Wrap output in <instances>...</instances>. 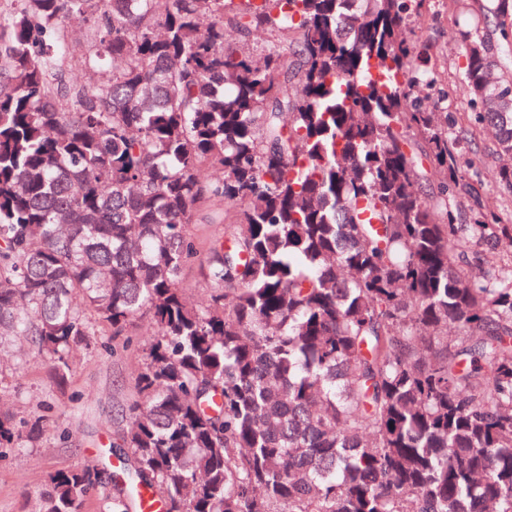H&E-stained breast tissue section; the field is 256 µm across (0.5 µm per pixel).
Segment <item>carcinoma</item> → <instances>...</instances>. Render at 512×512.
<instances>
[{"label": "carcinoma", "instance_id": "cac0c4a2", "mask_svg": "<svg viewBox=\"0 0 512 512\" xmlns=\"http://www.w3.org/2000/svg\"><path fill=\"white\" fill-rule=\"evenodd\" d=\"M6 2L0 350L63 381L100 331L153 328L112 512L145 489L166 512H512V257L466 270L512 224L456 223L448 113L412 95L436 85L405 33L426 0ZM459 38L475 127L511 157L512 76L481 28ZM96 484L58 471L37 512ZM212 210H224V203H215L211 208L199 212L195 223L189 224L188 232L195 241L199 252L188 264L183 274V287L186 294L194 299L201 298L206 292L205 257L208 253L210 240L224 236V224H210Z\"/></svg>", "mask_w": 512, "mask_h": 512}]
</instances>
